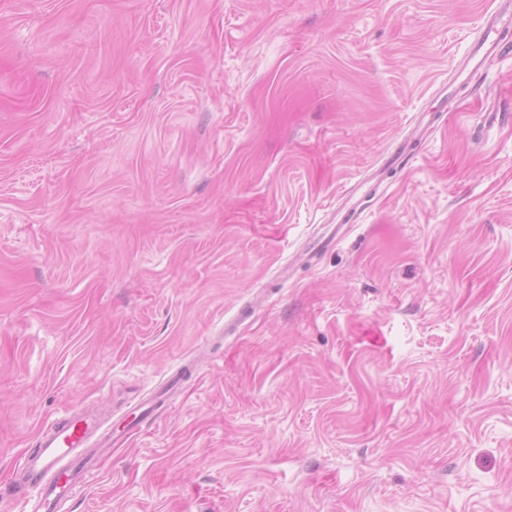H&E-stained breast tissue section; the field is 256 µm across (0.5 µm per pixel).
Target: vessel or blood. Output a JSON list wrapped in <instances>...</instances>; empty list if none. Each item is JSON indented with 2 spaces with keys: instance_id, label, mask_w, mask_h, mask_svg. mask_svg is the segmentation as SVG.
<instances>
[{
  "instance_id": "1",
  "label": "vessel or blood",
  "mask_w": 512,
  "mask_h": 512,
  "mask_svg": "<svg viewBox=\"0 0 512 512\" xmlns=\"http://www.w3.org/2000/svg\"><path fill=\"white\" fill-rule=\"evenodd\" d=\"M505 19L491 16L467 57L473 69L501 57L512 43L502 36ZM99 418L72 409L57 426L41 432L13 481L0 488V498L20 512H64L96 472L109 447Z\"/></svg>"
}]
</instances>
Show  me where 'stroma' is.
Wrapping results in <instances>:
<instances>
[{
  "label": "stroma",
  "mask_w": 512,
  "mask_h": 512,
  "mask_svg": "<svg viewBox=\"0 0 512 512\" xmlns=\"http://www.w3.org/2000/svg\"><path fill=\"white\" fill-rule=\"evenodd\" d=\"M512 0H0V486L70 512H512ZM507 21V19H500L497 14L490 17L486 28L472 45L462 74L466 73V76L474 74L486 63L501 57L506 50L510 51L509 42L502 37ZM469 64L472 65L471 71H467ZM101 427L99 418L72 409L57 426L38 435L13 481L0 489L1 500L20 506V512H64L112 449Z\"/></svg>",
  "instance_id": "35a3bbf8"
}]
</instances>
